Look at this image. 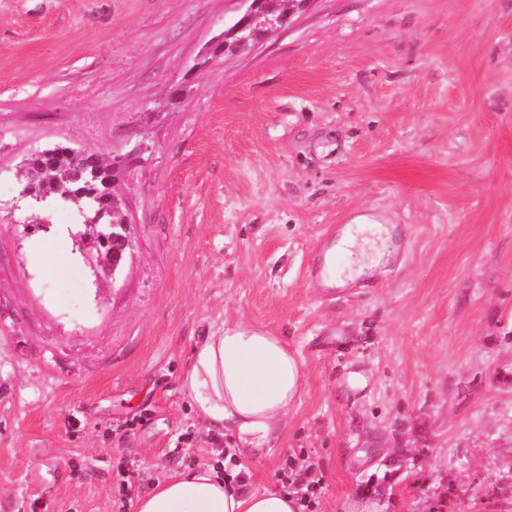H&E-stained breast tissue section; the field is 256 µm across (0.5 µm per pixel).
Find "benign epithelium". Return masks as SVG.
<instances>
[{
	"instance_id": "benign-epithelium-1",
	"label": "benign epithelium",
	"mask_w": 512,
	"mask_h": 512,
	"mask_svg": "<svg viewBox=\"0 0 512 512\" xmlns=\"http://www.w3.org/2000/svg\"><path fill=\"white\" fill-rule=\"evenodd\" d=\"M240 2L245 4V8L230 25L237 39L230 44L227 42L229 36H224L226 43L224 48L216 51L218 56L236 55L253 48L270 34L285 26L294 11L302 8L309 0H288V8L279 13L273 9H261L259 0H240ZM100 236L111 242V249L108 250L106 258L99 259V263L112 274V280L115 281L122 273L133 251L132 224L126 218L118 224L113 222L100 233Z\"/></svg>"
}]
</instances>
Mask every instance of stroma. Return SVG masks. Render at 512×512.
I'll list each match as a JSON object with an SVG mask.
<instances>
[{"instance_id":"1","label":"stroma","mask_w":512,"mask_h":512,"mask_svg":"<svg viewBox=\"0 0 512 512\" xmlns=\"http://www.w3.org/2000/svg\"><path fill=\"white\" fill-rule=\"evenodd\" d=\"M241 10L0 0V512H135L220 466L246 493L314 486L311 512H512V0H308L214 60ZM58 145L120 164V280L81 212L27 195ZM363 220L383 262L328 286ZM227 320L303 366L248 456L181 384ZM373 248L374 241L368 238L357 240V238L347 229L337 240L336 244L326 250L324 261L327 265H331L336 258V255L340 252L354 251L357 255L363 257L368 250H372Z\"/></svg>"}]
</instances>
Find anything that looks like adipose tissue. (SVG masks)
Instances as JSON below:
<instances>
[{
  "label": "adipose tissue",
  "mask_w": 512,
  "mask_h": 512,
  "mask_svg": "<svg viewBox=\"0 0 512 512\" xmlns=\"http://www.w3.org/2000/svg\"><path fill=\"white\" fill-rule=\"evenodd\" d=\"M303 367L263 327L227 321L196 344L182 385L202 418L234 432L247 450L269 447L301 388ZM294 495L240 493L212 469L173 475L139 497L136 512H300Z\"/></svg>",
  "instance_id": "adipose-tissue-1"
}]
</instances>
